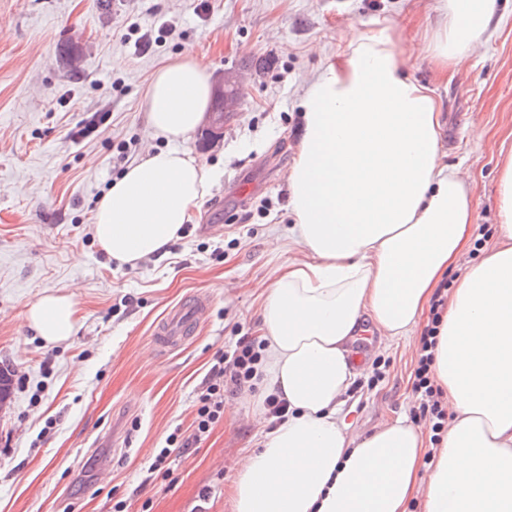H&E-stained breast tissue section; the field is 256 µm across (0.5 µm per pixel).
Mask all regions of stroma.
I'll use <instances>...</instances> for the list:
<instances>
[{
    "mask_svg": "<svg viewBox=\"0 0 512 512\" xmlns=\"http://www.w3.org/2000/svg\"><path fill=\"white\" fill-rule=\"evenodd\" d=\"M0 0V366L12 374L0 415V512H230L237 459L256 446L260 390L224 398V419L170 457L171 481L148 471L174 430H189L215 357L258 333L260 285L296 250L267 241L293 222L285 176L303 128L305 80L344 48L343 34L382 27L420 41L441 19L438 0ZM79 45L75 71L57 60ZM190 56L219 77L245 75L223 138L187 147L215 178L186 237L167 255L131 267L93 238V212L118 168L164 148L143 95L155 70ZM409 75L439 101L442 150L463 164L474 222H498L500 155L512 151V0L478 52L447 75L410 60ZM105 113L73 143L71 129ZM485 131L475 140L473 127ZM273 204L269 216L261 201ZM73 294L80 320L63 345L45 344L22 313L44 291ZM208 295V322L175 351L153 329L173 305ZM365 368L343 410L371 432L411 412L416 356L359 341ZM379 381H372L374 369Z\"/></svg>",
    "mask_w": 512,
    "mask_h": 512,
    "instance_id": "1",
    "label": "stroma"
}]
</instances>
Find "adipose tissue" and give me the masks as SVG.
I'll use <instances>...</instances> for the list:
<instances>
[{
	"instance_id": "obj_1",
	"label": "adipose tissue",
	"mask_w": 512,
	"mask_h": 512,
	"mask_svg": "<svg viewBox=\"0 0 512 512\" xmlns=\"http://www.w3.org/2000/svg\"><path fill=\"white\" fill-rule=\"evenodd\" d=\"M495 0H441L430 39L402 50L379 35H344V49L307 87L304 131L287 178L301 252L267 283L259 310L267 392L290 415L237 463L233 512H512V153L498 182V236L463 264L474 209L459 167L443 160L434 92L411 79V57L447 71L469 58ZM213 94L206 67L183 57L155 72L147 121L169 141L128 166L98 200L93 237L137 265L165 254L207 193L212 172L180 149ZM451 289L432 365L448 404L437 446L401 415L353 431L341 414L362 365L354 348L371 322L388 341L416 345L449 269ZM46 343L74 336L73 295L41 294L25 311Z\"/></svg>"
}]
</instances>
